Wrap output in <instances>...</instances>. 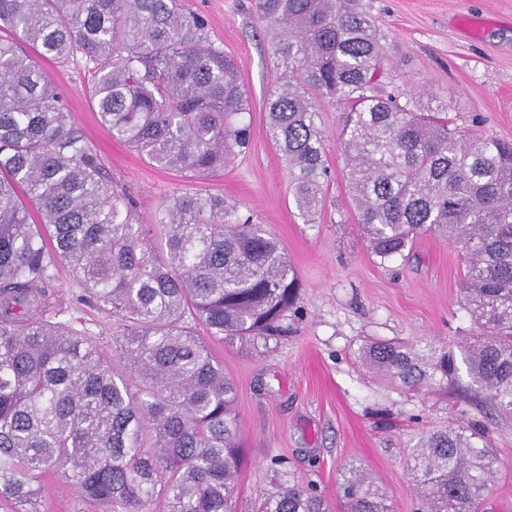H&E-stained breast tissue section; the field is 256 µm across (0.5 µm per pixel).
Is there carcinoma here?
Returning a JSON list of instances; mask_svg holds the SVG:
<instances>
[{
	"label": "carcinoma",
	"mask_w": 512,
	"mask_h": 512,
	"mask_svg": "<svg viewBox=\"0 0 512 512\" xmlns=\"http://www.w3.org/2000/svg\"><path fill=\"white\" fill-rule=\"evenodd\" d=\"M256 8L281 81L268 134L300 215L323 206L330 177L316 92L348 109L342 172L370 252L389 261L431 234L467 257L471 336L367 340L363 365L417 392L484 393L512 416V143L449 128L448 106L423 93L384 89V46L354 0ZM78 52L100 125L150 164L199 182L250 144L235 60L178 0H0V512H47V477L94 512H235L236 388L197 328L267 339L299 275L273 235L200 189L160 204L153 229L136 222L40 68ZM61 265L123 322L112 353L60 319L49 286ZM497 463L475 424L425 435L407 461L418 512H482ZM339 492L345 512H393L354 465ZM256 512L332 508L296 481L263 494Z\"/></svg>",
	"instance_id": "obj_1"
}]
</instances>
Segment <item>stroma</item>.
<instances>
[{"label":"stroma","instance_id":"1","mask_svg":"<svg viewBox=\"0 0 512 512\" xmlns=\"http://www.w3.org/2000/svg\"><path fill=\"white\" fill-rule=\"evenodd\" d=\"M180 3L206 19L212 40L236 60L250 100L243 116L251 126L249 149L201 187L236 203L274 235L302 283L279 335L252 345L209 340L236 385L245 453L236 512H253L259 495L287 480L312 483L335 499L340 469L350 462L385 489L395 512H415L408 449L426 433L471 422L485 426L499 460L485 512H512V417L488 414L466 396L398 387L358 359L368 340L451 343L471 331L460 305L459 247L425 235L390 261L370 253L342 174L344 108L329 99L321 102L319 120L330 169L326 205L305 223L293 203L287 165L266 130L265 102L279 79L255 0ZM361 3L384 37L388 88L447 104L458 130L512 141V0ZM42 68L113 185L135 200L138 223H154L157 206L189 190V183L106 134L88 98L93 72L82 55ZM50 289L63 319L111 348L116 319L82 298L67 269H59Z\"/></svg>","mask_w":512,"mask_h":512}]
</instances>
